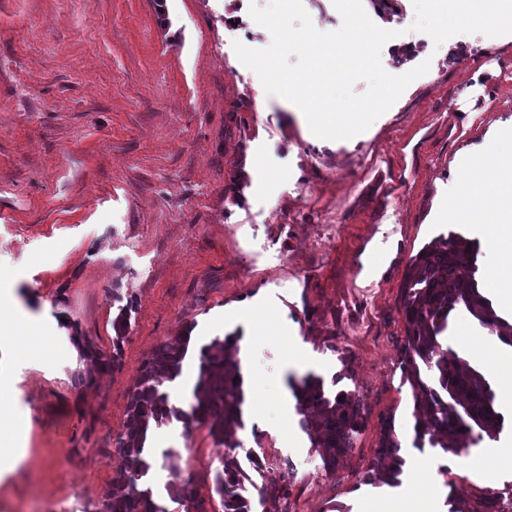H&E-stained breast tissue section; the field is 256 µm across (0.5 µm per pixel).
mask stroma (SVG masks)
Wrapping results in <instances>:
<instances>
[{
  "label": "stroma",
  "mask_w": 512,
  "mask_h": 512,
  "mask_svg": "<svg viewBox=\"0 0 512 512\" xmlns=\"http://www.w3.org/2000/svg\"><path fill=\"white\" fill-rule=\"evenodd\" d=\"M267 0H0V292L5 314L54 327L56 357L0 348V376L26 454L0 475V512H88L126 464L113 449L128 392L145 359L192 328L197 343L271 333L247 346L256 394L238 438L266 479L287 484L279 512H366L401 487L368 481L380 422L411 419L401 384L405 323L399 289L410 259L454 231L480 246L478 277L512 255L482 227L448 224L468 162L512 129V35L461 34L434 45L411 31L412 0L365 11L395 31L381 51L390 74L422 62L392 107L347 140L314 136L301 111L259 95L233 44L270 45L249 15ZM134 299L121 367L90 375L72 336L112 353L121 300ZM496 392L504 426L471 448L477 471L444 466L438 449H406L417 480L474 502L512 489V347L473 360ZM320 376L327 391L363 400L354 448L325 471L300 426L290 379ZM144 478L166 512H184L165 486L188 456L206 512L219 449L207 427L169 421L150 440Z\"/></svg>",
  "instance_id": "1"
}]
</instances>
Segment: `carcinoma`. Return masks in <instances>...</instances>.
Returning a JSON list of instances; mask_svg holds the SVG:
<instances>
[{
  "mask_svg": "<svg viewBox=\"0 0 512 512\" xmlns=\"http://www.w3.org/2000/svg\"><path fill=\"white\" fill-rule=\"evenodd\" d=\"M478 254L474 242L450 232L423 246L404 275L399 303L406 336L400 349V368L402 384L411 391L414 422L406 434L396 429L393 415L382 423L368 474L382 484H401L405 465L401 449L408 442L414 448L428 444L446 455L460 456L484 438H496L502 430L504 417L497 411L490 382L444 340L449 317L464 310L479 322L485 336L512 347V323L497 315L476 277L459 275L464 267L478 270ZM133 307L134 300H127L113 322L112 357L108 359L91 341L72 336L86 354L98 359L97 366L103 371L121 366L122 343ZM191 347L192 329L188 328L158 346L143 363L129 391L124 429L115 439V451L126 458L127 475L95 512H166L151 489L141 488V481L151 468L148 438L173 416L188 428L208 425L215 445L224 448L219 456L222 469L215 476V492L224 512H273L277 500L288 495L286 487L274 482H253L252 493L245 486L247 476L238 458L245 402L238 337L228 335L201 346L199 377L189 409L181 411L169 405L166 384L180 376ZM289 386L311 448L324 469L334 470L362 431L361 398L350 391L328 396L322 379L311 374L298 382L290 380ZM167 492L185 512H202L204 501L199 499L192 478L171 473ZM503 501L502 493L491 490L472 504L451 503L449 512H505Z\"/></svg>",
  "mask_w": 512,
  "mask_h": 512,
  "instance_id": "carcinoma-1",
  "label": "carcinoma"
}]
</instances>
